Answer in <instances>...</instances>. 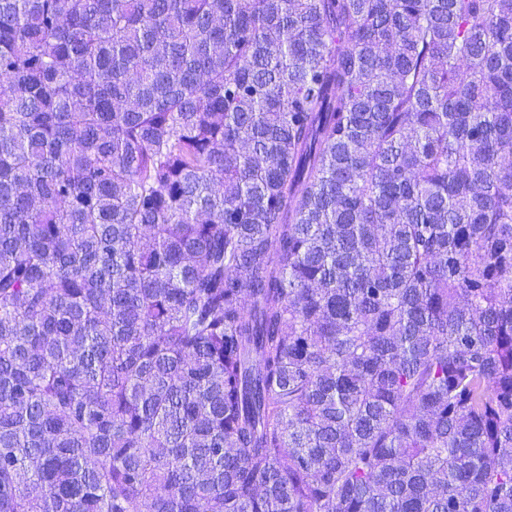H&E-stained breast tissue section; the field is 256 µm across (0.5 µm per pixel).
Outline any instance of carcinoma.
<instances>
[{"instance_id": "1", "label": "carcinoma", "mask_w": 512, "mask_h": 512, "mask_svg": "<svg viewBox=\"0 0 512 512\" xmlns=\"http://www.w3.org/2000/svg\"><path fill=\"white\" fill-rule=\"evenodd\" d=\"M0 512H512V0H0Z\"/></svg>"}]
</instances>
